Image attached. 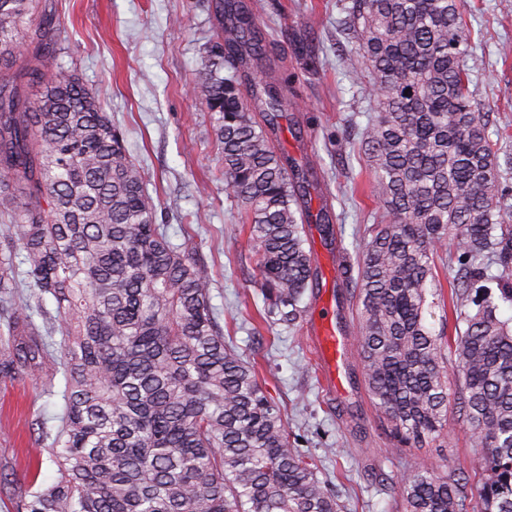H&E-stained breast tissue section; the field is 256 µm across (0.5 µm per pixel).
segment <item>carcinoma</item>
<instances>
[{
  "instance_id": "carcinoma-1",
  "label": "carcinoma",
  "mask_w": 512,
  "mask_h": 512,
  "mask_svg": "<svg viewBox=\"0 0 512 512\" xmlns=\"http://www.w3.org/2000/svg\"><path fill=\"white\" fill-rule=\"evenodd\" d=\"M464 0H346L374 114L363 135L390 216L365 239L355 282L357 358L404 445L442 433L458 405L485 452L474 512H512V204L487 113L470 90ZM256 0H220L195 82L217 123L224 185L292 321L316 274L307 171L275 149L288 102L247 88L267 46ZM43 23H38L37 19ZM41 0H0V381L33 378L64 401L46 451L59 477L14 512H340L249 363L224 341L192 250L156 224L144 177L101 102L43 51ZM254 105H248L246 94ZM456 242L455 388L427 298L432 258ZM496 267V273L490 268ZM37 289L34 301L20 289ZM52 301L54 310L46 307ZM41 317L43 323L36 322ZM60 340H52V334ZM406 512H463L468 481L417 468Z\"/></svg>"
}]
</instances>
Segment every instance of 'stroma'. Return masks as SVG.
I'll return each mask as SVG.
<instances>
[{
	"instance_id": "1",
	"label": "stroma",
	"mask_w": 512,
	"mask_h": 512,
	"mask_svg": "<svg viewBox=\"0 0 512 512\" xmlns=\"http://www.w3.org/2000/svg\"><path fill=\"white\" fill-rule=\"evenodd\" d=\"M343 2L264 0L258 17L272 51L255 78L288 81L290 107L274 144L298 165H316L310 205L331 210L339 229L329 245L307 226L317 285L306 290L291 323L270 299L257 247L224 189L216 123L195 85L217 35L215 0H46L54 19L48 43L53 63L74 71L125 132L157 224L172 244L191 246L225 341L254 365L291 443L314 464L341 512H405L402 475L427 467L473 485L483 451L453 407L441 437L422 448L399 446L366 391L356 352L348 354L344 391L328 390L317 367L311 311L327 306L343 336L356 342L352 305L337 298L336 262L342 251L356 257L368 227L385 218L362 149L373 102L366 77L348 68L354 44ZM464 17L473 36L470 88L490 112L491 140L512 152V0H466ZM453 251L446 244L435 260L441 296L431 321L449 346L457 340L448 287ZM62 408L61 397L34 379L0 383V512H13L17 485L56 481L58 467L37 454L36 440L40 425L56 429Z\"/></svg>"
}]
</instances>
